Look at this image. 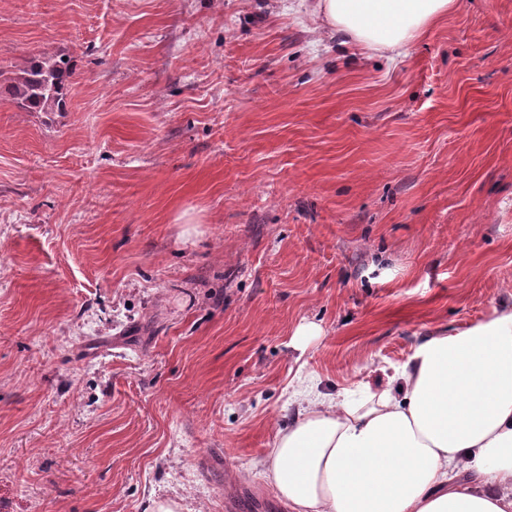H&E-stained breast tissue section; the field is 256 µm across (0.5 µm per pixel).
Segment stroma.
I'll use <instances>...</instances> for the list:
<instances>
[{"label": "stroma", "instance_id": "obj_1", "mask_svg": "<svg viewBox=\"0 0 512 512\" xmlns=\"http://www.w3.org/2000/svg\"><path fill=\"white\" fill-rule=\"evenodd\" d=\"M294 0H0V512H288L258 466L512 304V0L396 61ZM315 323L304 350L295 332ZM64 56L31 59L6 86L17 105L27 112H61L66 104L73 67Z\"/></svg>", "mask_w": 512, "mask_h": 512}]
</instances>
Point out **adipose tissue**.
I'll return each instance as SVG.
<instances>
[{"mask_svg":"<svg viewBox=\"0 0 512 512\" xmlns=\"http://www.w3.org/2000/svg\"><path fill=\"white\" fill-rule=\"evenodd\" d=\"M458 0H312L319 28L403 55ZM261 466L289 512H512V308L427 337L387 384L308 385Z\"/></svg>","mask_w":512,"mask_h":512,"instance_id":"adipose-tissue-1","label":"adipose tissue"}]
</instances>
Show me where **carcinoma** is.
I'll use <instances>...</instances> for the list:
<instances>
[{
    "mask_svg": "<svg viewBox=\"0 0 512 512\" xmlns=\"http://www.w3.org/2000/svg\"><path fill=\"white\" fill-rule=\"evenodd\" d=\"M72 74L71 61L61 56L33 58L6 89L27 112H60L66 104Z\"/></svg>",
    "mask_w": 512,
    "mask_h": 512,
    "instance_id": "1",
    "label": "carcinoma"
}]
</instances>
